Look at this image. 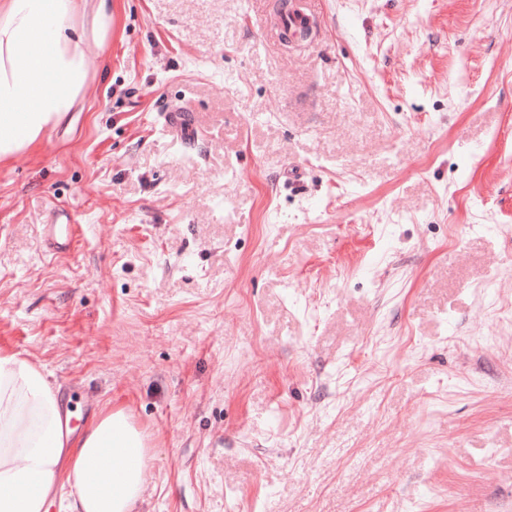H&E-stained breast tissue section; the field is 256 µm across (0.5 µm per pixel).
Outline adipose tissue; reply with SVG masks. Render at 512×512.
Segmentation results:
<instances>
[{
	"instance_id": "ef3b65f1",
	"label": "adipose tissue",
	"mask_w": 512,
	"mask_h": 512,
	"mask_svg": "<svg viewBox=\"0 0 512 512\" xmlns=\"http://www.w3.org/2000/svg\"><path fill=\"white\" fill-rule=\"evenodd\" d=\"M82 0H0V160L40 142L88 96L91 42H103L112 0H98L93 37L76 33ZM44 365L0 352V512H134L149 478L150 440L125 409L83 430Z\"/></svg>"
}]
</instances>
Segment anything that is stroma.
I'll list each match as a JSON object with an SVG mask.
<instances>
[{
    "mask_svg": "<svg viewBox=\"0 0 512 512\" xmlns=\"http://www.w3.org/2000/svg\"><path fill=\"white\" fill-rule=\"evenodd\" d=\"M278 2L112 0L0 162V350L150 433L134 512H512V0ZM92 20L94 40L101 43L105 40L112 23V0H97ZM315 15L308 7L307 2L300 1L296 6L286 7L285 11L275 22V25L270 30V34L275 36L277 30L280 34L285 36V29L288 27V39H305L309 35V30L314 26ZM304 31V37L300 33ZM161 117L165 133L174 139L190 142L197 136L199 127L194 122L184 123L185 120L179 117L177 112H163ZM47 248L53 252L70 250L80 237V224H47Z\"/></svg>",
    "mask_w": 512,
    "mask_h": 512,
    "instance_id": "obj_1",
    "label": "stroma"
}]
</instances>
